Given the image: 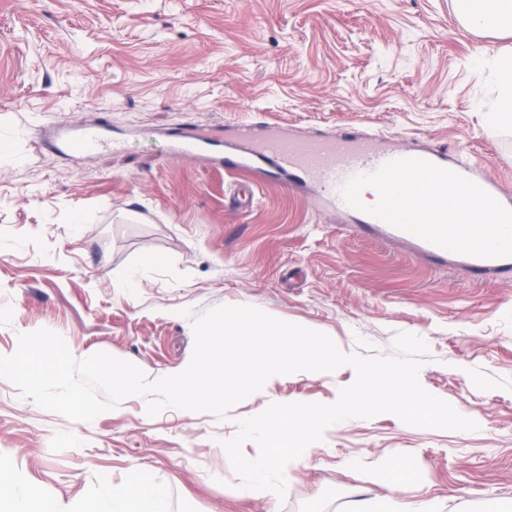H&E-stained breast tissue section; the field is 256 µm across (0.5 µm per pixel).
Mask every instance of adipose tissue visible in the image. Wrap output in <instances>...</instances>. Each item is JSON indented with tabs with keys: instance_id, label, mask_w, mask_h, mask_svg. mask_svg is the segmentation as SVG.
I'll return each mask as SVG.
<instances>
[{
	"instance_id": "obj_1",
	"label": "adipose tissue",
	"mask_w": 512,
	"mask_h": 512,
	"mask_svg": "<svg viewBox=\"0 0 512 512\" xmlns=\"http://www.w3.org/2000/svg\"><path fill=\"white\" fill-rule=\"evenodd\" d=\"M463 26L476 34H512V0H455ZM495 79V95L485 107L486 122L512 128V54L485 62ZM0 512H58L56 503L35 491L13 465L0 459ZM86 512H168L162 485L140 478L134 484H103Z\"/></svg>"
}]
</instances>
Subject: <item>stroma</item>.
<instances>
[{
	"mask_svg": "<svg viewBox=\"0 0 512 512\" xmlns=\"http://www.w3.org/2000/svg\"><path fill=\"white\" fill-rule=\"evenodd\" d=\"M511 46L468 31L453 0H0V352L45 328L76 358L105 352L151 380L191 360L183 310L252 305L347 354L422 337V386L479 425L346 419L285 498H249L222 440L269 404L333 403L351 367L273 380L221 419L147 420L129 397L72 422L0 379V456L60 512L139 476L167 487L169 512H357L423 494L438 512H512V273L415 255L360 232L313 183L179 159L162 136L191 124L220 146L263 118L277 133L347 129L480 159L512 196V130L487 126L494 84L474 64ZM97 119L117 151L42 144L48 127ZM154 256L149 281L113 288Z\"/></svg>",
	"mask_w": 512,
	"mask_h": 512,
	"instance_id": "1",
	"label": "stroma"
}]
</instances>
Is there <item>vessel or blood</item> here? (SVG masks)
I'll return each mask as SVG.
<instances>
[{
  "mask_svg": "<svg viewBox=\"0 0 512 512\" xmlns=\"http://www.w3.org/2000/svg\"><path fill=\"white\" fill-rule=\"evenodd\" d=\"M237 136L241 148L224 152L213 150L207 138L193 126L178 129L171 136L174 155L200 156L212 165L228 170L244 168L266 173L281 181H288L295 174H303L320 189L326 204L336 210L349 212L341 189L352 177L375 172L384 163L402 159L419 158L440 167H452L454 172L477 181L493 197L501 198L504 207L512 209V198L502 197L498 184L478 176V162L466 159L449 165L440 152H426L409 146L386 147L374 139L358 138L350 133L333 134L316 131L296 137L273 136L256 123L238 126ZM111 137L106 127L84 123L58 129L49 139V146L58 153L90 154L109 146ZM360 222L387 235L408 243L414 252L437 260L455 259L478 276L505 274L512 271V257L481 258L464 254L452 255L451 251L429 243L409 232L396 228L367 213H359Z\"/></svg>",
  "mask_w": 512,
  "mask_h": 512,
  "instance_id": "vessel-or-blood-1",
  "label": "vessel or blood"
}]
</instances>
